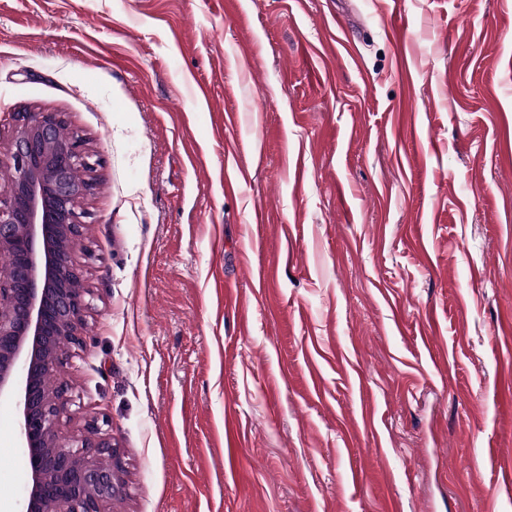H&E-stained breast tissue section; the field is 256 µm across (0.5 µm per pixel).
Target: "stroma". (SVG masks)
<instances>
[{
    "label": "stroma",
    "instance_id": "obj_1",
    "mask_svg": "<svg viewBox=\"0 0 512 512\" xmlns=\"http://www.w3.org/2000/svg\"><path fill=\"white\" fill-rule=\"evenodd\" d=\"M39 110L102 160L63 432L112 512H512V0H0Z\"/></svg>",
    "mask_w": 512,
    "mask_h": 512
}]
</instances>
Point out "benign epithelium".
<instances>
[{
  "label": "benign epithelium",
  "instance_id": "benign-epithelium-1",
  "mask_svg": "<svg viewBox=\"0 0 512 512\" xmlns=\"http://www.w3.org/2000/svg\"><path fill=\"white\" fill-rule=\"evenodd\" d=\"M61 112H18L0 168V399H11L26 450L24 512H107L124 465L117 446L90 424L68 440L66 347L80 346L91 291L81 269L63 263L82 236L100 164L82 136L62 135ZM83 171L87 177L81 178Z\"/></svg>",
  "mask_w": 512,
  "mask_h": 512
}]
</instances>
